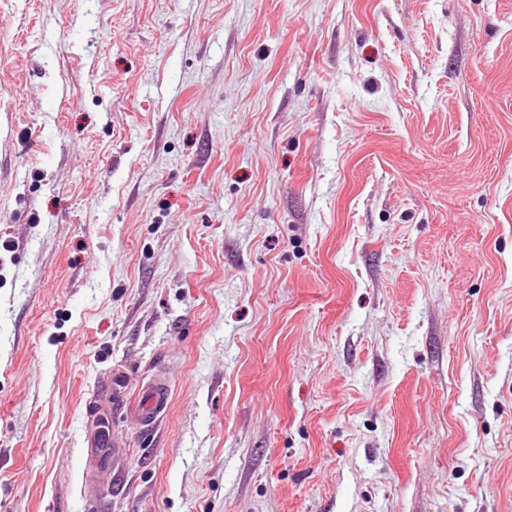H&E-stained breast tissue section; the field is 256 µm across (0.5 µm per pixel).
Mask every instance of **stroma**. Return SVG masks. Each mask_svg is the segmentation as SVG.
I'll return each instance as SVG.
<instances>
[{
    "label": "stroma",
    "mask_w": 512,
    "mask_h": 512,
    "mask_svg": "<svg viewBox=\"0 0 512 512\" xmlns=\"http://www.w3.org/2000/svg\"><path fill=\"white\" fill-rule=\"evenodd\" d=\"M0 512H512V0H0ZM169 397V383L160 375L154 376L141 387L137 411L143 430H149L155 426L168 407Z\"/></svg>",
    "instance_id": "35a3bbf8"
}]
</instances>
